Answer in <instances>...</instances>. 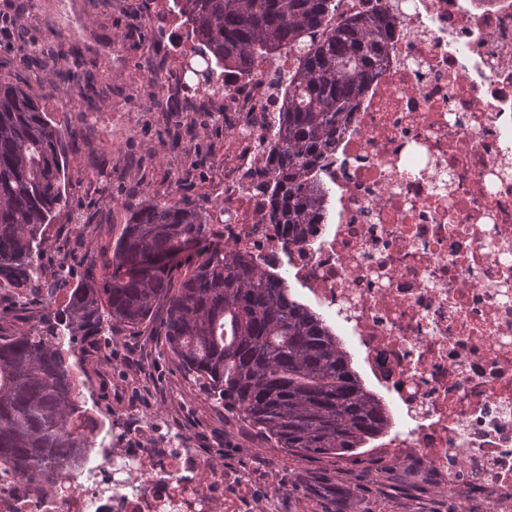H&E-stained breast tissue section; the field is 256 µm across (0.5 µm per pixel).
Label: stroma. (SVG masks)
<instances>
[{
	"mask_svg": "<svg viewBox=\"0 0 512 512\" xmlns=\"http://www.w3.org/2000/svg\"><path fill=\"white\" fill-rule=\"evenodd\" d=\"M0 0V16L17 36L0 34V78L24 85L50 118L76 130L66 172L68 205L50 225L40 259L46 271L66 260L76 276L86 259L111 250L130 212L181 188L195 205L217 213L224 204V143L231 126L206 109H186L172 70L186 41L179 18L157 26L152 0ZM65 37L73 54L39 71L24 47L54 48ZM78 77H70L71 69ZM16 290L0 289V335L38 325L41 301L14 308ZM154 325L113 333L80 368L93 414L123 437L102 374L125 381L132 403L192 447L218 455L234 475L224 494L228 512H487L483 495L448 490L443 477L415 455L391 460L364 451L351 458H299L261 439L236 415L210 407L170 359ZM282 491L267 496L270 485Z\"/></svg>",
	"mask_w": 512,
	"mask_h": 512,
	"instance_id": "35a3bbf8",
	"label": "stroma"
}]
</instances>
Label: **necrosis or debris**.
<instances>
[{"label":"necrosis or debris","instance_id":"necrosis-or-debris-1","mask_svg":"<svg viewBox=\"0 0 512 512\" xmlns=\"http://www.w3.org/2000/svg\"><path fill=\"white\" fill-rule=\"evenodd\" d=\"M394 38L336 153L324 215L289 245L263 196L283 92L273 69L201 88L237 135L214 230L285 270L361 353L402 418L392 455L512 512V0H388ZM218 460L141 425L52 491L0 470V512H224Z\"/></svg>","mask_w":512,"mask_h":512}]
</instances>
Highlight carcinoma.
<instances>
[{
    "label": "carcinoma",
    "instance_id": "cac0c4a2",
    "mask_svg": "<svg viewBox=\"0 0 512 512\" xmlns=\"http://www.w3.org/2000/svg\"><path fill=\"white\" fill-rule=\"evenodd\" d=\"M335 2L169 0L206 84L285 49L299 54L286 76L268 180L271 221L292 245L323 215L322 162L380 75L391 40L383 4L338 20ZM75 136L22 85L0 79V278L47 308L69 287L43 327L0 336V465L42 490L83 463L105 423L87 408L76 349L154 320L173 362L210 405L279 448L343 456L386 435L388 407L353 369L334 329L280 272L212 240L209 216L185 195L134 210L111 255L90 259L101 262L99 275L71 284L63 265L46 275L39 258L66 207L67 141ZM153 257L175 262L150 269Z\"/></svg>",
    "mask_w": 512,
    "mask_h": 512
}]
</instances>
